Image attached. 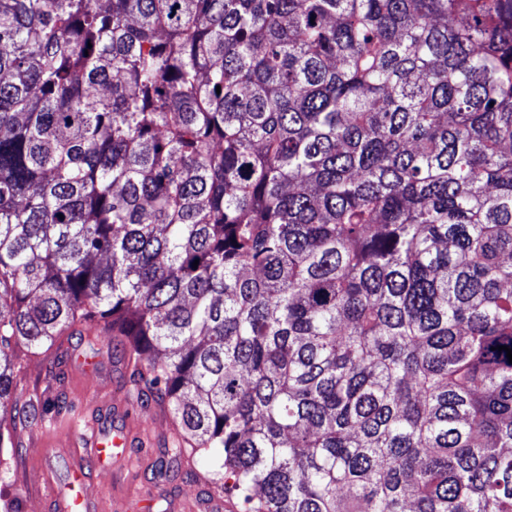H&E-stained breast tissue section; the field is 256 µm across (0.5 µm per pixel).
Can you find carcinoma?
Listing matches in <instances>:
<instances>
[{
  "instance_id": "cac0c4a2",
  "label": "carcinoma",
  "mask_w": 512,
  "mask_h": 512,
  "mask_svg": "<svg viewBox=\"0 0 512 512\" xmlns=\"http://www.w3.org/2000/svg\"><path fill=\"white\" fill-rule=\"evenodd\" d=\"M77 324L245 512H512V0H0V424Z\"/></svg>"
}]
</instances>
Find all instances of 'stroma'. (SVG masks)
Listing matches in <instances>:
<instances>
[{"mask_svg":"<svg viewBox=\"0 0 512 512\" xmlns=\"http://www.w3.org/2000/svg\"><path fill=\"white\" fill-rule=\"evenodd\" d=\"M11 360L17 403L0 430V501L13 512H45V477L63 482L71 476L70 450L82 424L106 421L117 404L125 407L118 426L144 442L147 458L137 476L117 478L84 459L86 473L102 489L97 512H134L145 494L155 497L153 512H170L175 498L223 495V481L209 475L218 449L192 460L166 456L177 432L170 405L133 379L122 337L76 333L46 353L17 345Z\"/></svg>","mask_w":512,"mask_h":512,"instance_id":"35a3bbf8","label":"stroma"}]
</instances>
